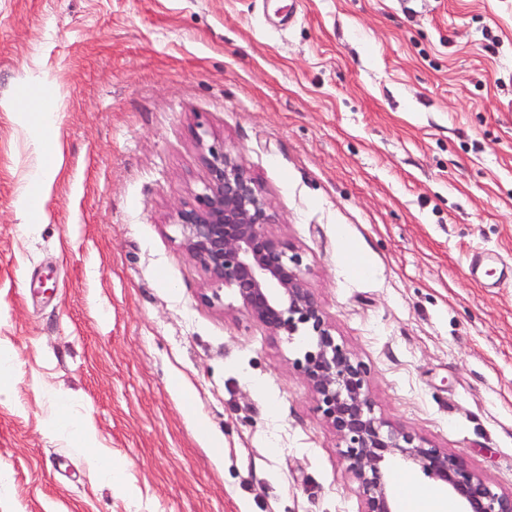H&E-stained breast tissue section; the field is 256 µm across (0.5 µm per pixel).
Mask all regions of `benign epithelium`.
<instances>
[{"mask_svg": "<svg viewBox=\"0 0 512 512\" xmlns=\"http://www.w3.org/2000/svg\"><path fill=\"white\" fill-rule=\"evenodd\" d=\"M207 172L203 192L176 211L182 244L209 280L235 288L241 310L272 336L304 330L313 344L294 361L315 409L340 441L363 512H394V460L422 470L448 489L463 512H512V492L495 491L463 459L403 429L384 430L374 414L366 365L336 341L322 307L307 288L301 257L274 237L268 199L248 170L224 147L198 139Z\"/></svg>", "mask_w": 512, "mask_h": 512, "instance_id": "benign-epithelium-1", "label": "benign epithelium"}]
</instances>
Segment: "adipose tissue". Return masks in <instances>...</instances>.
<instances>
[{
	"instance_id": "obj_1",
	"label": "adipose tissue",
	"mask_w": 512,
	"mask_h": 512,
	"mask_svg": "<svg viewBox=\"0 0 512 512\" xmlns=\"http://www.w3.org/2000/svg\"><path fill=\"white\" fill-rule=\"evenodd\" d=\"M30 102L36 116L32 131L37 162L17 191L18 213L28 223L32 222L42 209L41 202L34 199L35 192L54 175L55 163L46 149V143L55 133L56 121V103L43 95L38 84L30 86ZM48 425L52 431L70 435L86 448L91 476L113 483L122 478L126 470L125 460L99 448L91 426L73 417L66 404H59L53 409L48 418Z\"/></svg>"
}]
</instances>
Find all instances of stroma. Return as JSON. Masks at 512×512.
Segmentation results:
<instances>
[{"label":"stroma","mask_w":512,"mask_h":512,"mask_svg":"<svg viewBox=\"0 0 512 512\" xmlns=\"http://www.w3.org/2000/svg\"><path fill=\"white\" fill-rule=\"evenodd\" d=\"M57 103L36 223L33 76ZM260 184L375 412L512 492V0H0V512H362L335 431L173 214ZM122 457L53 433L57 400ZM205 421L213 437L196 432ZM48 425L56 433L72 436L87 449L89 472L95 479L114 483L122 478L127 466L125 460L99 448L91 426L73 417L65 403H59L58 407L53 409L48 418Z\"/></svg>","instance_id":"35a3bbf8"}]
</instances>
